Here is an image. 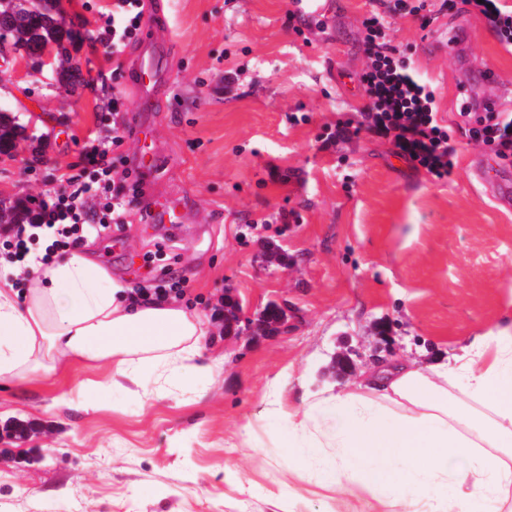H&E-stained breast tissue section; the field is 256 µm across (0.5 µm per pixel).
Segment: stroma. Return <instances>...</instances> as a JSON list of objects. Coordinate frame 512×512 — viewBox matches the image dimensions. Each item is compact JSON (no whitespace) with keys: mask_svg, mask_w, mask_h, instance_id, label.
<instances>
[{"mask_svg":"<svg viewBox=\"0 0 512 512\" xmlns=\"http://www.w3.org/2000/svg\"><path fill=\"white\" fill-rule=\"evenodd\" d=\"M112 3L60 0L65 53L0 58V108L24 128L0 154L4 205L54 194L90 133L111 129L113 86L101 76L112 65L88 24ZM387 8L336 0L328 27L304 43L288 0H168L152 107L128 78L144 46L127 49L125 118L152 126L165 159L148 184L194 205L192 223L171 233L187 309L206 313L226 295L236 318L226 335L202 337L191 366L172 358L148 379L63 360L0 381V512H381L383 491L340 496L310 470L289 414L321 425L317 397L353 390L356 376L334 369L347 349L387 348L426 368L512 327V210L472 178L480 150L458 116L470 57L512 86V47L475 15L444 14L466 35L452 55L416 18L390 20L458 146L448 180L383 140L319 139L360 121L361 20ZM74 68L84 84L62 85ZM227 72L238 76L228 93ZM161 233L133 214L121 234L85 246L131 289L145 285L142 256ZM272 306L286 317L269 329L260 320Z\"/></svg>","mask_w":512,"mask_h":512,"instance_id":"obj_1","label":"stroma"}]
</instances>
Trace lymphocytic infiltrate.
<instances>
[{
	"label": "lymphocytic infiltrate",
	"instance_id": "obj_1",
	"mask_svg": "<svg viewBox=\"0 0 512 512\" xmlns=\"http://www.w3.org/2000/svg\"><path fill=\"white\" fill-rule=\"evenodd\" d=\"M388 16L371 12L364 16L363 52L366 65L359 83L367 98L360 122L337 124L324 135L325 142L340 137L367 135L389 141L395 154L414 169L425 170L434 179L447 180L454 171L458 149L446 125L438 119L436 91L412 67L410 59L393 44L389 16L410 15L429 25L427 0H388ZM445 9H461L479 15L500 43L512 46V7L504 0H445ZM141 27L140 14L113 12L102 26L96 27L95 39L104 49L106 59L117 61L128 47L135 45ZM106 107L114 118L110 133H94L82 164L96 178L83 181L81 174L63 175L61 186L49 199L31 198L22 208L23 221L0 225V258L13 264L24 262L35 238V229H53L54 238L42 255L43 264L81 248L94 228H122L132 211L141 216L151 213L142 179L133 178L132 168H119L112 152L129 136L122 111L123 97L113 91ZM460 116L468 142L484 148L500 163L512 162V115L500 118L476 110L475 100H467ZM164 279L156 288L133 289V303L160 304L178 300L186 294L185 277L172 265H160Z\"/></svg>",
	"mask_w": 512,
	"mask_h": 512
}]
</instances>
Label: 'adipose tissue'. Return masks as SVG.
Instances as JSON below:
<instances>
[{
    "mask_svg": "<svg viewBox=\"0 0 512 512\" xmlns=\"http://www.w3.org/2000/svg\"><path fill=\"white\" fill-rule=\"evenodd\" d=\"M29 269L25 291L15 283ZM205 323L176 301L130 305L122 285L81 251L43 265L0 269V380L30 364L52 371L60 358L110 359L138 376L155 373L171 356L189 360ZM465 381L464 397L448 391ZM385 397L412 412L379 430L364 396L322 399L336 438L324 472L337 491L362 481L385 490L391 512H502L512 489V334L492 330L474 340L468 359L423 370L387 371ZM418 486L424 497L410 496Z\"/></svg>",
    "mask_w": 512,
    "mask_h": 512,
    "instance_id": "1",
    "label": "adipose tissue"
}]
</instances>
